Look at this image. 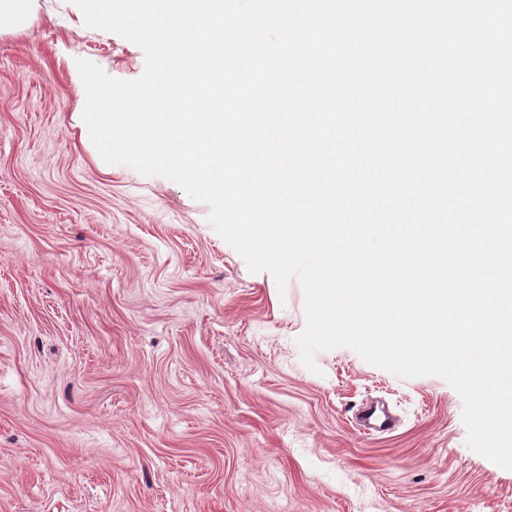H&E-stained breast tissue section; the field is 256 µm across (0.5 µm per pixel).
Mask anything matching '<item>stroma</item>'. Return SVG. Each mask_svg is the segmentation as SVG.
Wrapping results in <instances>:
<instances>
[{
    "instance_id": "stroma-1",
    "label": "stroma",
    "mask_w": 512,
    "mask_h": 512,
    "mask_svg": "<svg viewBox=\"0 0 512 512\" xmlns=\"http://www.w3.org/2000/svg\"><path fill=\"white\" fill-rule=\"evenodd\" d=\"M80 15L36 0L0 38V512H512L451 385L348 347L308 370L298 279L250 272L177 183L102 169L69 60L145 58ZM371 401L394 430L356 425Z\"/></svg>"
}]
</instances>
